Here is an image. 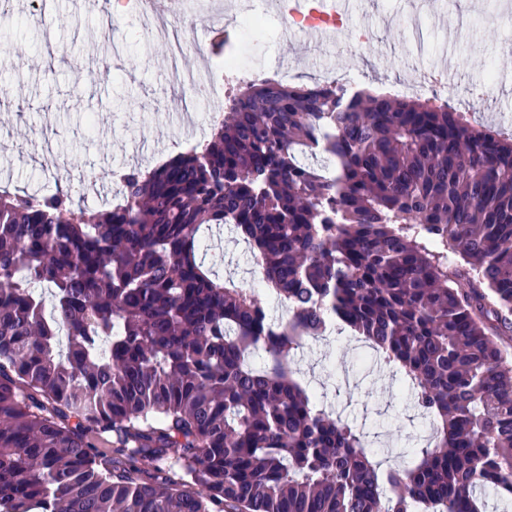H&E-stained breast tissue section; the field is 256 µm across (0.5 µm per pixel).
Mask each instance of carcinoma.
<instances>
[{
  "mask_svg": "<svg viewBox=\"0 0 512 512\" xmlns=\"http://www.w3.org/2000/svg\"><path fill=\"white\" fill-rule=\"evenodd\" d=\"M123 198L0 191V512H484L512 494V137L420 97L253 82ZM225 224L287 318L205 265L202 230ZM325 313L432 419L409 464L382 468L294 378Z\"/></svg>",
  "mask_w": 512,
  "mask_h": 512,
  "instance_id": "cac0c4a2",
  "label": "carcinoma"
}]
</instances>
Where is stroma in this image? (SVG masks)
I'll return each instance as SVG.
<instances>
[{"label": "stroma", "instance_id": "obj_1", "mask_svg": "<svg viewBox=\"0 0 512 512\" xmlns=\"http://www.w3.org/2000/svg\"><path fill=\"white\" fill-rule=\"evenodd\" d=\"M347 31L333 44L300 53L303 34L269 12L257 38V60L303 57L296 84L319 74H355L373 87H395L417 68L451 62L459 74L449 94L457 109L479 101L489 125L512 132V0H354ZM372 29L363 55L347 48L348 34ZM23 38L18 53H0V69L18 72L20 91L0 100V187L48 193L76 188L75 203L99 210L113 202V170H148L171 154L175 140L190 143L210 133L187 120L166 78L168 49L141 18L135 0H13L11 22L0 25V45ZM494 63L503 94L480 100L486 63ZM99 180L82 183L85 171ZM207 238L224 255L221 274L233 276L273 317L283 310L259 288L261 273L248 244L229 229ZM299 377L324 407L362 428L379 452L402 451L430 427L417 415L392 367L376 372L367 351L349 331L308 340L295 360Z\"/></svg>", "mask_w": 512, "mask_h": 512}]
</instances>
